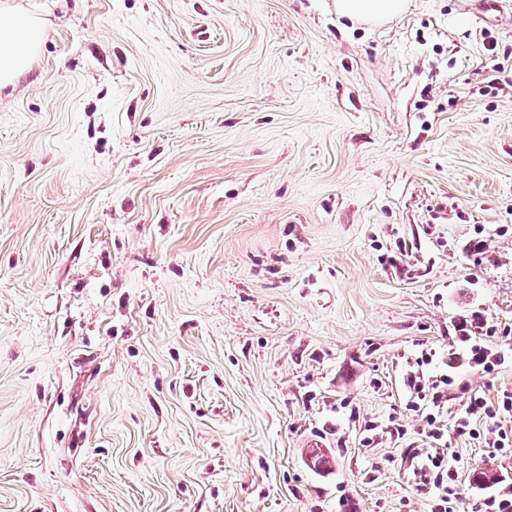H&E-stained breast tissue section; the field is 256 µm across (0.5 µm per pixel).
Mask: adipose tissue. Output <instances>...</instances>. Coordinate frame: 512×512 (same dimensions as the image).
Listing matches in <instances>:
<instances>
[{"label": "adipose tissue", "instance_id": "1", "mask_svg": "<svg viewBox=\"0 0 512 512\" xmlns=\"http://www.w3.org/2000/svg\"><path fill=\"white\" fill-rule=\"evenodd\" d=\"M407 0H336L338 13L359 23L377 25L401 14ZM43 30L34 22L21 25L0 20V87L11 84L28 69L42 40Z\"/></svg>", "mask_w": 512, "mask_h": 512}]
</instances>
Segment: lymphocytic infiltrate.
<instances>
[{
    "instance_id": "obj_1",
    "label": "lymphocytic infiltrate",
    "mask_w": 512,
    "mask_h": 512,
    "mask_svg": "<svg viewBox=\"0 0 512 512\" xmlns=\"http://www.w3.org/2000/svg\"><path fill=\"white\" fill-rule=\"evenodd\" d=\"M460 341L464 357L482 373L491 375L505 362L512 343L502 342L491 346L493 329L485 323L471 326L461 323ZM428 354H421L414 366L403 374V385L408 395L406 407L421 416L424 426L420 432L422 445L415 449L412 467L413 483L417 489L431 493L432 512H512V492L500 490L479 498L471 506H463L458 493L459 468L448 450V440L440 423L448 411V403L455 396H462L463 409L454 421V431L459 436L482 440L488 447L501 453L512 452V392H502L496 400H488L456 375L446 373L436 378L428 377L424 365ZM484 422V431H477L475 422Z\"/></svg>"
}]
</instances>
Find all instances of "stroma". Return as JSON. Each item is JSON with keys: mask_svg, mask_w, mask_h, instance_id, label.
<instances>
[{"mask_svg": "<svg viewBox=\"0 0 512 512\" xmlns=\"http://www.w3.org/2000/svg\"><path fill=\"white\" fill-rule=\"evenodd\" d=\"M463 7L0 0L44 31L0 88V512H431L408 361L512 390L459 356L512 331V13ZM448 446L464 503L512 485ZM407 0H336V11L358 23L377 25L401 14Z\"/></svg>", "mask_w": 512, "mask_h": 512, "instance_id": "1", "label": "stroma"}]
</instances>
